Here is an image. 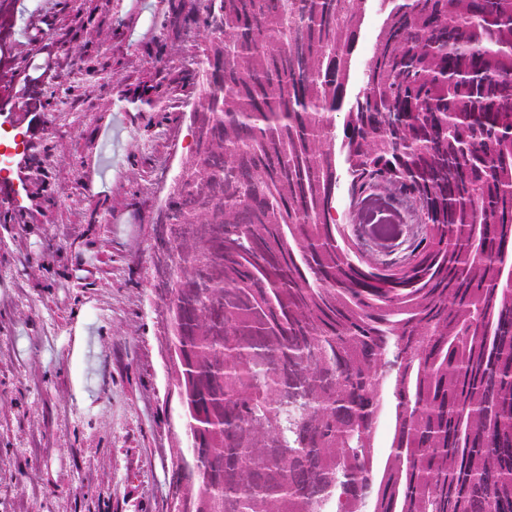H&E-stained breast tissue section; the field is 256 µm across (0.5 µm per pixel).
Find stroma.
Instances as JSON below:
<instances>
[{"label": "stroma", "instance_id": "35a3bbf8", "mask_svg": "<svg viewBox=\"0 0 512 512\" xmlns=\"http://www.w3.org/2000/svg\"><path fill=\"white\" fill-rule=\"evenodd\" d=\"M201 0H25L63 63L37 120L0 114V187L36 196L0 221V512H166L184 434L153 288L161 214L195 151L188 67L209 34ZM386 12L368 0L345 104ZM102 63L112 83L88 71ZM41 167L19 182V161ZM94 276L68 281L86 251ZM47 452L27 450L34 438Z\"/></svg>", "mask_w": 512, "mask_h": 512}]
</instances>
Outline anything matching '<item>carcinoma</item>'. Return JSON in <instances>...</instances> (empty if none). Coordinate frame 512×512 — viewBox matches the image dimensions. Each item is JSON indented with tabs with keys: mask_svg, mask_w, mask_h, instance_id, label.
I'll return each mask as SVG.
<instances>
[{
	"mask_svg": "<svg viewBox=\"0 0 512 512\" xmlns=\"http://www.w3.org/2000/svg\"><path fill=\"white\" fill-rule=\"evenodd\" d=\"M365 3L203 0L195 179L154 263L181 512H512V0H381L344 163L424 231L380 263L331 211ZM393 431L394 406L386 397L383 405L381 406L374 439L373 464L374 468L380 474H382L386 467Z\"/></svg>",
	"mask_w": 512,
	"mask_h": 512,
	"instance_id": "cac0c4a2",
	"label": "carcinoma"
}]
</instances>
